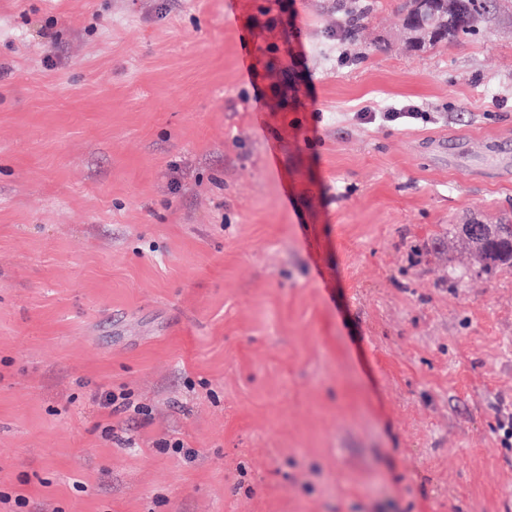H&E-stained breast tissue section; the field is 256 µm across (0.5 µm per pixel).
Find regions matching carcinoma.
<instances>
[{"instance_id":"cac0c4a2","label":"carcinoma","mask_w":512,"mask_h":512,"mask_svg":"<svg viewBox=\"0 0 512 512\" xmlns=\"http://www.w3.org/2000/svg\"><path fill=\"white\" fill-rule=\"evenodd\" d=\"M412 7L413 0H404L400 10L404 13V23L414 43L424 47L472 34L485 10L483 0H477L464 15L459 12V0H434L430 7L434 15L433 24L424 28L411 19ZM368 19L369 12L365 7L354 4L349 8L351 30L361 29ZM448 230L462 238L485 268L512 264V224H450Z\"/></svg>"}]
</instances>
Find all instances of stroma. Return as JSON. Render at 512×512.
I'll use <instances>...</instances> for the list:
<instances>
[{"label":"stroma","mask_w":512,"mask_h":512,"mask_svg":"<svg viewBox=\"0 0 512 512\" xmlns=\"http://www.w3.org/2000/svg\"><path fill=\"white\" fill-rule=\"evenodd\" d=\"M366 2L0 0V512H512V0ZM413 1L406 0L400 6V10L404 13V23L407 30L413 36L414 43L422 47L435 46L440 42H447L448 40H455L461 36L472 34L477 28L480 19L482 18L485 10V5L481 2L484 0H470L471 9L464 15L459 12L458 0H432L434 3L430 7V12L433 13V24L429 28H424L426 22V11L419 14L417 20L414 22L409 18L412 14ZM474 2H479L475 5ZM448 20L451 25L448 27ZM448 230L462 238L486 269L512 264V224H452Z\"/></svg>","instance_id":"1"}]
</instances>
